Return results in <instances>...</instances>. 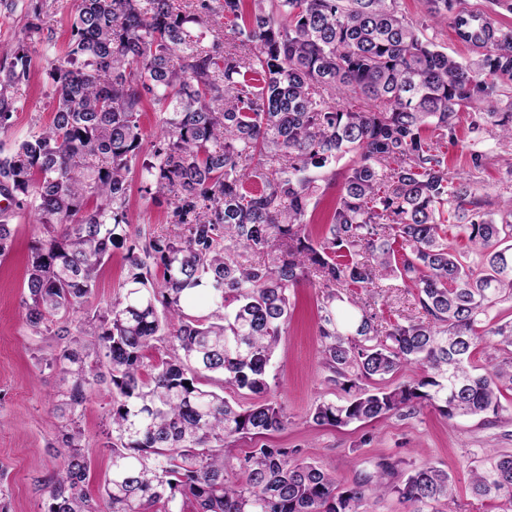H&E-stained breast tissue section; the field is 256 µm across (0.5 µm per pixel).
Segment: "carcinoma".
Masks as SVG:
<instances>
[{"mask_svg":"<svg viewBox=\"0 0 512 512\" xmlns=\"http://www.w3.org/2000/svg\"><path fill=\"white\" fill-rule=\"evenodd\" d=\"M71 0L65 50L48 61L43 96L51 122L0 148V257L11 249L8 212L38 225L28 259L25 323L54 333L37 364L63 374L53 403L61 468L44 485L46 512H372L371 496H395L409 512L454 501V479L423 464L396 479L381 462L346 484L298 458L260 445L227 454L234 438L285 428L266 398L274 350L290 316L289 291L322 288V358L349 398L320 401L317 426L371 423L433 410L448 421L497 415L512 392V324L489 312L512 296V209L496 219L474 210L438 148L460 112L484 102L483 118L512 140V26L483 12L471 23L462 0H427V18L398 0H222L231 22L206 45L208 0ZM450 22L476 46L459 61L424 31ZM50 46L35 12L27 35L4 49L0 133L23 108L33 35ZM349 98L374 102L352 110ZM159 136L145 146V102ZM348 159L321 237L307 215ZM165 199L180 232L131 235L128 176ZM458 225L478 256L453 251L444 226ZM127 246L130 273L112 301L91 313L99 271ZM413 289L415 313L387 321L360 291L386 280ZM496 341L481 373L471 357ZM163 344L153 361L150 352ZM416 365L420 377L369 389ZM247 390L234 407L203 380ZM112 385L104 447L111 476L100 498L85 490L89 458L80 427L89 392ZM373 484V495L365 486ZM474 494L512 512V453L471 470Z\"/></svg>","mask_w":512,"mask_h":512,"instance_id":"cac0c4a2","label":"carcinoma"}]
</instances>
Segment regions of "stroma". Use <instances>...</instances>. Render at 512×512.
Instances as JSON below:
<instances>
[{
    "label": "stroma",
    "instance_id": "35a3bbf8",
    "mask_svg": "<svg viewBox=\"0 0 512 512\" xmlns=\"http://www.w3.org/2000/svg\"><path fill=\"white\" fill-rule=\"evenodd\" d=\"M40 11L57 47H64L71 26L68 0H0V47L23 37L28 15ZM52 51H37L30 76L19 87L24 102L14 125L0 143L12 147L35 126L47 123L51 112L43 90L48 82L47 61ZM474 109L462 111L452 138L440 146L448 173L477 184L476 195L485 212L500 213L512 205V141L497 128H474ZM131 173L132 190L127 202L132 228L148 227L173 232L167 222V206L143 199ZM15 242L9 255L0 258V488L9 496L11 512H45L43 480L59 468L62 457L56 442L60 421L52 398L61 385L59 373L39 371L35 358L50 353L53 338L31 332L24 320L25 270L35 230L26 217H12ZM129 273L126 251L116 248L99 273L98 288L90 309L105 307ZM321 290L306 281L291 294V317L272 360L271 373L279 385L270 394L288 417L282 431L267 435L266 443L296 448L302 460L319 465L346 482L365 479L378 463L398 462L400 472L425 463L447 470L456 481L454 512H498L495 501L474 497L469 489L471 468L487 465L489 449L512 452V395L500 415L460 417L447 422L425 410L381 422L353 423L343 427H319L308 419L310 408L321 400L343 402L346 394L329 383L316 333L317 303ZM112 408L107 387L93 388L84 406L82 427L91 459L87 490L99 496L112 465L102 448L103 430Z\"/></svg>",
    "mask_w": 512,
    "mask_h": 512
}]
</instances>
